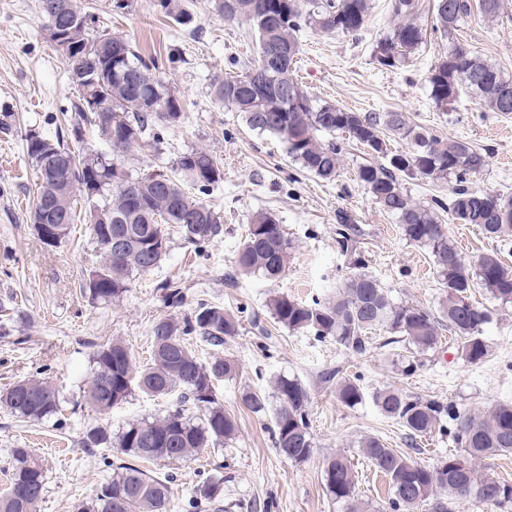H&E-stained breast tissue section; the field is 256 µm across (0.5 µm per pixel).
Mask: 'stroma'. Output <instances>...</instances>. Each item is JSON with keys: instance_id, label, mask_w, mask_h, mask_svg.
<instances>
[{"instance_id": "stroma-1", "label": "stroma", "mask_w": 512, "mask_h": 512, "mask_svg": "<svg viewBox=\"0 0 512 512\" xmlns=\"http://www.w3.org/2000/svg\"><path fill=\"white\" fill-rule=\"evenodd\" d=\"M100 29L127 38L134 50L159 58L176 54L164 79L183 102V117L164 128L158 151L134 152L124 167L132 174H174L181 153L203 147L218 159L223 178L200 200L221 216L223 231L203 247L168 231V250L159 266L136 276L122 300L95 302L83 288L100 259V247L88 225L77 224L60 244L43 246L29 220L36 170L22 148L21 136L35 129L55 137L63 114L75 96L61 55L47 39L39 0H0V107H10L15 130L0 133V306L22 312L26 320L0 338V390L36 372L57 386L62 401L58 418L23 422L0 408V490L8 485L11 449L31 448L46 468V488L37 512H74L91 502L118 458L109 448H84L86 432L103 424L120 431L128 421L165 415L171 399L134 392L109 415L86 404L97 346L118 338L131 349L137 365L150 359L153 322L161 317L192 316L199 304L219 305L239 314V331L219 350L199 345L203 358L232 359L234 377L218 382L215 391L238 432L219 448H203L190 461L145 463L147 472L171 481V512H190L188 501L197 485L212 476L224 479L226 512H342L324 488L326 458L344 453L360 476L359 489L377 512H389V483L358 454L364 436L412 454L425 464L455 452L450 435L438 432L409 443L403 428L381 414L372 401L348 407L338 401L335 382L324 373L340 370L358 377L367 396L388 387L424 399L454 402L464 412H481L512 401V306H500L482 290L476 302L492 309L485 331L487 356L477 364L460 355L458 340L443 342L422 355L414 373L403 374L396 361L406 355L404 343L386 344L377 334L366 353L349 352L332 339L309 332H290L275 324L267 303L279 294L305 303L325 302L355 274L352 255L336 248L340 219L355 224L365 270L394 302L438 313L445 295L427 249L409 243L398 224L355 180L364 151L348 145L339 175L327 182L301 170L276 136L251 130L242 115L213 100L214 78L237 70L250 56L255 36L242 21L227 22L210 0H185L192 24H175L159 13L155 0H131L128 13L114 14L110 0H78ZM372 9L357 36L328 35L310 29L300 36L296 73L311 99L331 102L362 114L401 112L409 123L435 134L473 145L487 158L475 187L512 193V116L484 111L461 95L451 111L435 107L426 76L448 50L447 41L427 35L405 65L378 64L374 49L394 24L392 0H371ZM460 41L512 75V0L494 21L472 13L456 33ZM272 213L290 243L284 275L270 280L244 275L234 265L235 251L254 213ZM450 239L465 261L500 252L512 267V250L500 251L475 226L444 215ZM179 282L181 306H171L163 290ZM298 378L310 393L311 428L317 444L313 458L294 463L277 455L271 430L273 410L253 413L243 392L270 395L276 375Z\"/></svg>"}]
</instances>
